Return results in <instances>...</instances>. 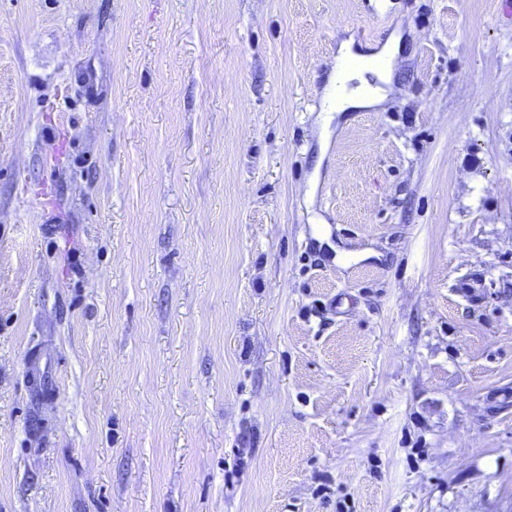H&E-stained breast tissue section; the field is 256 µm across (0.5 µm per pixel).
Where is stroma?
<instances>
[{"mask_svg": "<svg viewBox=\"0 0 512 512\" xmlns=\"http://www.w3.org/2000/svg\"><path fill=\"white\" fill-rule=\"evenodd\" d=\"M0 512H512L504 0H0ZM354 40L348 39L341 43L336 56V75L333 82V94L336 98V112H346L350 109L370 107L381 104L386 99V90L377 87L371 88L366 84L352 90H348L346 84L349 80L357 77L356 72L347 74L341 81V68L344 62L349 59H357L363 63H370L379 57H393L399 52V38L387 42L379 52L365 53L363 50L353 51ZM340 82V83H339Z\"/></svg>", "mask_w": 512, "mask_h": 512, "instance_id": "obj_1", "label": "stroma"}]
</instances>
